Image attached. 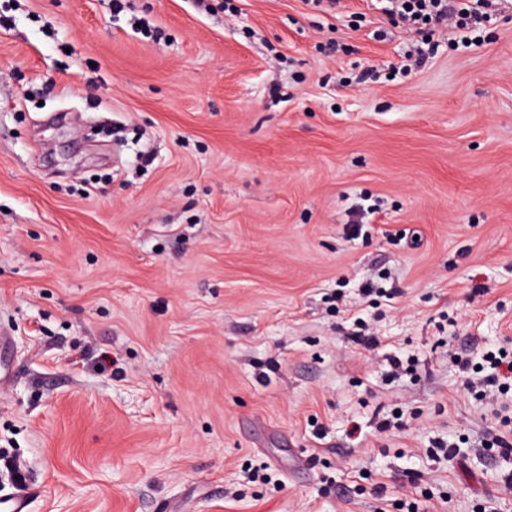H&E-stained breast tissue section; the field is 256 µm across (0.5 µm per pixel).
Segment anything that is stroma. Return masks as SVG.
<instances>
[{"instance_id":"obj_1","label":"stroma","mask_w":512,"mask_h":512,"mask_svg":"<svg viewBox=\"0 0 512 512\" xmlns=\"http://www.w3.org/2000/svg\"><path fill=\"white\" fill-rule=\"evenodd\" d=\"M0 14V455L30 512H512V392L452 360L512 348V11L415 69L375 0Z\"/></svg>"}]
</instances>
